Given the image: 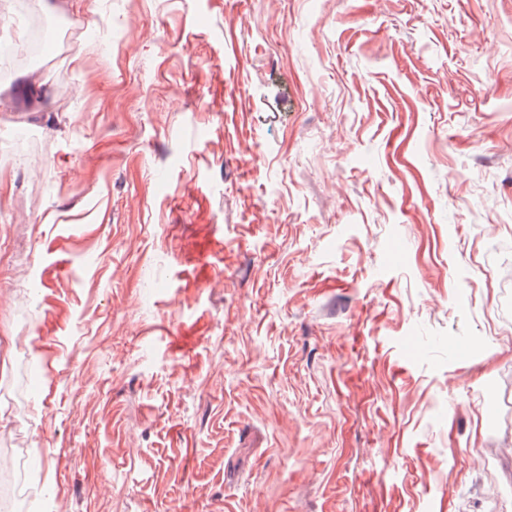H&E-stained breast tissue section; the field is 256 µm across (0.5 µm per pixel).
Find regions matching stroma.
Instances as JSON below:
<instances>
[{"label": "stroma", "instance_id": "35a3bbf8", "mask_svg": "<svg viewBox=\"0 0 512 512\" xmlns=\"http://www.w3.org/2000/svg\"><path fill=\"white\" fill-rule=\"evenodd\" d=\"M36 4L0 462L66 512H512V0Z\"/></svg>", "mask_w": 512, "mask_h": 512}]
</instances>
